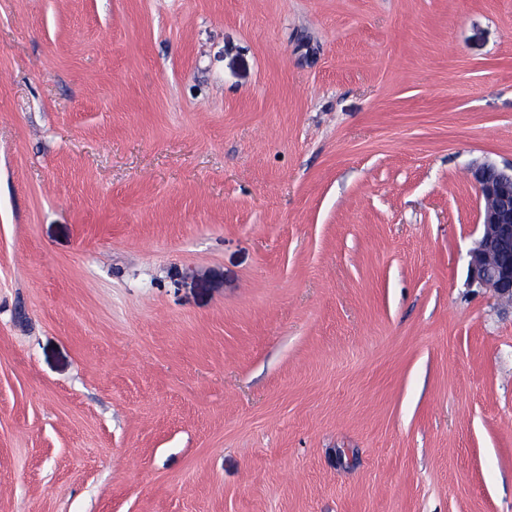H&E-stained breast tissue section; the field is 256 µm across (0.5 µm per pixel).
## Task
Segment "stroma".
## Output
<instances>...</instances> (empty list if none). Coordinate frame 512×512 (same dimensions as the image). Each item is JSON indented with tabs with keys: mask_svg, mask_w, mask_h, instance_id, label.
Listing matches in <instances>:
<instances>
[{
	"mask_svg": "<svg viewBox=\"0 0 512 512\" xmlns=\"http://www.w3.org/2000/svg\"><path fill=\"white\" fill-rule=\"evenodd\" d=\"M512 0H0V512H512ZM483 208L480 237L469 252L473 284L497 299L512 300V164L482 163L471 169Z\"/></svg>",
	"mask_w": 512,
	"mask_h": 512,
	"instance_id": "1",
	"label": "stroma"
}]
</instances>
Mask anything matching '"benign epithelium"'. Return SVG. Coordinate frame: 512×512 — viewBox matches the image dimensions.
Wrapping results in <instances>:
<instances>
[{
	"label": "benign epithelium",
	"mask_w": 512,
	"mask_h": 512,
	"mask_svg": "<svg viewBox=\"0 0 512 512\" xmlns=\"http://www.w3.org/2000/svg\"><path fill=\"white\" fill-rule=\"evenodd\" d=\"M483 208L480 237L469 252L471 282L498 299L512 300V165L471 169Z\"/></svg>",
	"instance_id": "1"
}]
</instances>
